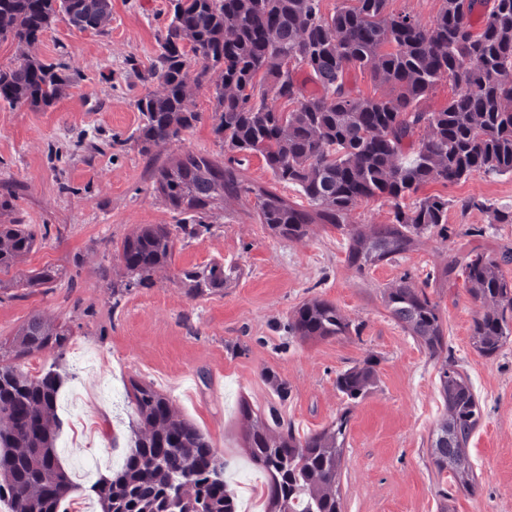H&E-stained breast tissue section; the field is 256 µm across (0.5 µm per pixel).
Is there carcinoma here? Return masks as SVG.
I'll list each match as a JSON object with an SVG mask.
<instances>
[{"instance_id": "obj_1", "label": "carcinoma", "mask_w": 512, "mask_h": 512, "mask_svg": "<svg viewBox=\"0 0 512 512\" xmlns=\"http://www.w3.org/2000/svg\"><path fill=\"white\" fill-rule=\"evenodd\" d=\"M171 18L147 78L161 94L138 100L142 125L136 141L152 155L158 144L178 137L200 114L185 93V48L201 58L197 80L210 85L213 132L231 153L221 165L188 153L153 173L154 190L183 215L185 238L210 231L205 217L217 201L252 197L260 223L288 239L305 238L312 224H328L349 235L346 260L358 270L413 249L432 231L448 235V200L431 195L412 207L401 200L431 181L459 183L476 174H512V0H443L431 26L410 15L387 12L389 0H343L332 15L320 0H170ZM482 16V31L472 19ZM84 31L99 29L112 14V0H0V42L22 50L0 69V102L33 109L53 106L74 77L62 66L26 52L59 15ZM306 66L319 90L309 92L295 71ZM370 72L372 95L353 94L346 70ZM455 91L440 112L417 102L439 81ZM423 127L429 134L413 146ZM262 157L280 182L298 186L311 209H300L272 189L244 179L235 153ZM222 172L219 181L205 173ZM374 198L393 201V217L364 232L348 224L351 212ZM0 274L15 267L35 245L20 224H0ZM174 239L166 224L139 228L122 245L127 280L112 285L122 295L146 285L171 257ZM503 262L512 264V257ZM501 262V263H503ZM501 263L470 252L462 264L468 292L494 303L473 325L478 352L491 356L512 336V279ZM237 276L233 267L207 266L184 272L191 292L210 294ZM387 307L410 336L435 355L444 336L436 305L424 289L402 282L388 290ZM288 329L303 339L342 336L349 322L325 299L303 303ZM68 331L36 315L0 358L31 355L48 347L63 356ZM52 363L39 375L0 368V495L11 512H58L75 491L59 462L52 426L62 377ZM373 364L353 366L336 378L347 399L364 398ZM447 407L431 441L438 473L474 486L466 453L480 407L467 378L451 362L439 369ZM135 407L134 446L120 468L93 485L100 512H238L235 492L214 465L210 442L191 421L176 415L167 395L149 384L131 383ZM251 461L265 471L267 512H341L336 488L347 421L337 419L306 437L278 415L262 417L245 406Z\"/></svg>"}]
</instances>
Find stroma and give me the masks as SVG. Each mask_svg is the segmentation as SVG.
I'll return each mask as SVG.
<instances>
[{
  "label": "stroma",
  "instance_id": "35a3bbf8",
  "mask_svg": "<svg viewBox=\"0 0 512 512\" xmlns=\"http://www.w3.org/2000/svg\"><path fill=\"white\" fill-rule=\"evenodd\" d=\"M169 19V0H112L99 30L79 32L55 20L31 51L65 65L75 82L46 109L0 104V224H23L36 238L0 288V343L35 315L68 329L63 357L45 351L10 362L24 372L60 362L63 468L77 478L85 464L97 476L122 464L134 417L126 391L135 380L166 394L201 429L230 485L261 488L268 481L246 454V403L261 414L276 412L303 435L348 415L342 512H512V339L490 357L475 349L472 327L486 307L461 276L446 272L474 250L494 259L512 254V224L490 223L487 212L470 205L475 199L512 208V176L425 184L421 195L449 201L447 235L425 234L412 250L361 272L346 262L345 232L315 224L303 240L279 238L260 224L253 200L218 202L208 213L209 233L176 236L152 285L114 299L112 282L125 273L123 241L141 225L180 220L153 189L154 167L188 152L227 159L212 132L211 93L196 81L201 62L191 53L186 86L199 121L149 157L134 142L138 99L161 89L145 75ZM241 160L248 181L308 207L298 187L275 181L260 156ZM215 262L235 266L237 278L193 296L184 271ZM45 269L60 278L26 287ZM402 281L425 289L436 304L442 354H431L390 315L386 291ZM314 298L336 305L351 324L348 335H289L288 319ZM367 359L376 383L350 402L336 378ZM445 361L468 378L481 409L467 445L476 477L470 491L439 477L430 456L447 414L439 383ZM280 381L287 394L277 392Z\"/></svg>",
  "mask_w": 512,
  "mask_h": 512
}]
</instances>
